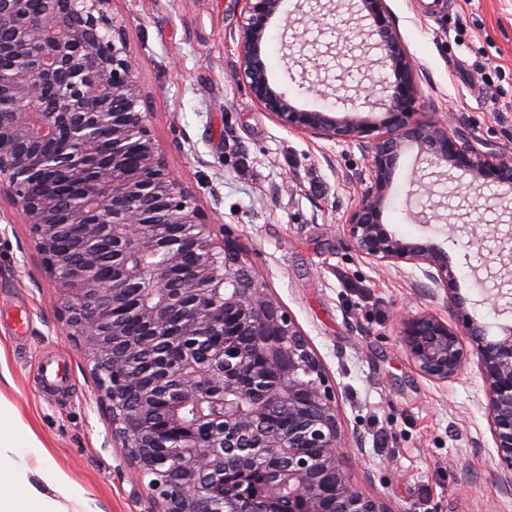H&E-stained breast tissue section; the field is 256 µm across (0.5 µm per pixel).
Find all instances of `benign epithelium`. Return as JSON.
I'll return each instance as SVG.
<instances>
[{
  "instance_id": "7a95c632",
  "label": "benign epithelium",
  "mask_w": 512,
  "mask_h": 512,
  "mask_svg": "<svg viewBox=\"0 0 512 512\" xmlns=\"http://www.w3.org/2000/svg\"><path fill=\"white\" fill-rule=\"evenodd\" d=\"M241 5L235 78L280 126L357 148L366 188L350 212V246L378 266L410 265L448 312L400 315L417 372L435 384L475 361L495 448L493 473L512 491V323L489 335L459 293L448 253L396 235L382 222L403 149L460 170L470 185H512V159L493 144L416 111L414 67L386 0H358L370 24L360 67L378 70L365 104L301 109L270 82L263 44L283 0ZM26 0H0V185L28 225L45 272L61 291L59 320L84 348L112 419V441L141 479L155 512H271L283 498L325 512L322 481L335 478L336 512H391L346 469L350 444L335 394L308 339L259 285L236 240L214 236L208 214L173 177L140 109L139 64L127 54L109 0H48L36 21ZM381 56L373 59L371 51ZM108 118L111 161L99 129ZM64 132L70 148L39 143ZM222 336L200 355L197 339ZM288 408V431L266 417ZM305 448L317 453L306 454Z\"/></svg>"
}]
</instances>
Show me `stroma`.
<instances>
[{"label": "stroma", "instance_id": "1", "mask_svg": "<svg viewBox=\"0 0 512 512\" xmlns=\"http://www.w3.org/2000/svg\"><path fill=\"white\" fill-rule=\"evenodd\" d=\"M265 50L271 81L304 109L358 106L362 73L341 38L360 26L344 0L321 20L310 0H286ZM414 65L418 111L497 141L512 157V0H387ZM107 11L140 64L142 111L175 175L217 236L231 234L254 275L323 362L345 430L365 438L348 470L391 512H512L489 466L493 441L476 365L441 386L413 367L398 315H444L411 267L369 264L351 249L346 219L364 190L358 149L280 127L237 82L238 0H110ZM317 84L318 93L306 91ZM416 150L401 155L383 222L448 253L471 314L498 313L473 235L487 248L512 228V186L476 188L452 172L434 197ZM440 219L422 222L431 201ZM59 291L7 194H0V392L52 460L101 512H149L150 491L110 446L111 425L84 351L58 321Z\"/></svg>", "mask_w": 512, "mask_h": 512}]
</instances>
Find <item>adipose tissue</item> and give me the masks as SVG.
Returning <instances> with one entry per match:
<instances>
[{"instance_id": "ef3b65f1", "label": "adipose tissue", "mask_w": 512, "mask_h": 512, "mask_svg": "<svg viewBox=\"0 0 512 512\" xmlns=\"http://www.w3.org/2000/svg\"><path fill=\"white\" fill-rule=\"evenodd\" d=\"M36 457L37 469H29L28 457ZM96 512L79 495L69 477L47 455L16 407L0 394V512Z\"/></svg>"}]
</instances>
